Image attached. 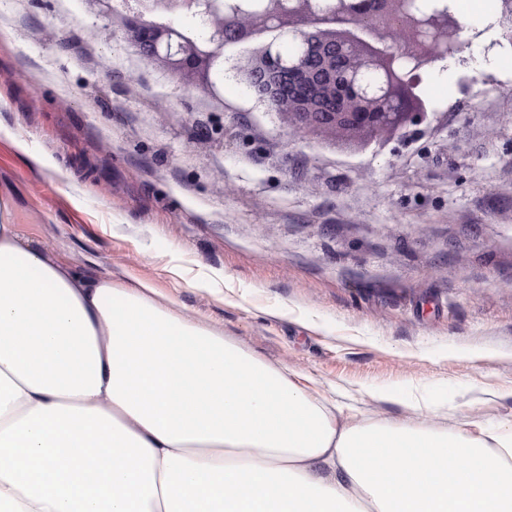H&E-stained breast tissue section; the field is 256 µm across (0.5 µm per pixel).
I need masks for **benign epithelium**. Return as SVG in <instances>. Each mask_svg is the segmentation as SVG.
Wrapping results in <instances>:
<instances>
[{"label": "benign epithelium", "instance_id": "benign-epithelium-1", "mask_svg": "<svg viewBox=\"0 0 512 512\" xmlns=\"http://www.w3.org/2000/svg\"><path fill=\"white\" fill-rule=\"evenodd\" d=\"M142 59L205 86L234 49L230 71L294 132L382 140L427 119L421 72L471 40L448 0H124ZM500 38L512 44V0ZM204 17L209 33L163 19Z\"/></svg>", "mask_w": 512, "mask_h": 512}]
</instances>
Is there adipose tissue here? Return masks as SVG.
<instances>
[{
    "label": "adipose tissue",
    "mask_w": 512,
    "mask_h": 512,
    "mask_svg": "<svg viewBox=\"0 0 512 512\" xmlns=\"http://www.w3.org/2000/svg\"><path fill=\"white\" fill-rule=\"evenodd\" d=\"M352 419L0 220V512H512V419Z\"/></svg>",
    "instance_id": "obj_1"
}]
</instances>
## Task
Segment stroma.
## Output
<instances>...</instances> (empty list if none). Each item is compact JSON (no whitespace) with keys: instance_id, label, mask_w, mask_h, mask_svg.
<instances>
[{"instance_id":"1","label":"stroma","mask_w":512,"mask_h":512,"mask_svg":"<svg viewBox=\"0 0 512 512\" xmlns=\"http://www.w3.org/2000/svg\"><path fill=\"white\" fill-rule=\"evenodd\" d=\"M461 2L480 36L446 81L423 71L427 120L345 148L291 136L221 73L212 97L145 65L98 0H0L9 220L357 414L407 418L371 396L392 389L451 428L512 418V46L492 44L501 0Z\"/></svg>"}]
</instances>
